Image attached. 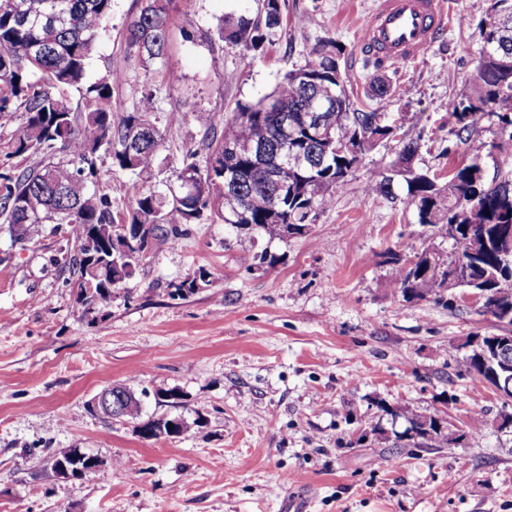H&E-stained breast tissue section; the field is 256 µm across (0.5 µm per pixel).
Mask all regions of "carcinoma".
<instances>
[{
    "mask_svg": "<svg viewBox=\"0 0 512 512\" xmlns=\"http://www.w3.org/2000/svg\"><path fill=\"white\" fill-rule=\"evenodd\" d=\"M34 0H0V115L22 112L26 121L7 143L0 163V221L17 240L32 241L44 225L53 224L79 243L73 264L79 272V303L90 309L112 300L114 283L130 277L146 255L144 245L179 233L209 213L212 221L231 226L244 224L254 233L280 239L298 236L311 226L318 211L333 200L336 186L346 182L344 171H357L374 145L393 136L381 122L383 113L357 107L346 86L336 81L344 47L324 38L309 52L301 69L310 80H297L295 71L256 103L236 106L224 116L221 138L209 146L205 166L188 153L175 171L176 195L132 184L133 206L120 218L112 213V197L104 186L112 168L98 166L108 155L122 170L146 172L160 160L163 138L151 121L152 96L142 95L140 109L112 115V83L102 77L87 79L92 55L106 33L112 0H66V22L50 23L40 13L19 16ZM171 0H138L139 11L126 30L129 55L145 64L164 59L169 39ZM281 0H263L253 17L241 13L220 17L211 35L242 51L243 59L261 53L282 25ZM482 57L471 95L450 104L451 116L465 135L470 162L448 172L443 182L407 168L369 174L366 189L394 199L395 178L406 185L407 203L418 223L446 238L442 229L456 225L452 252L413 253L418 259L408 268L395 252L387 253L391 282L404 301L437 294V282L462 269L482 284L493 285L498 298L512 306V274L506 273L499 250L484 245L512 227V192L488 181L482 156L502 145L471 138L489 121L511 131L512 65L499 62L512 55V0H489L477 24ZM76 93L82 109L75 110ZM320 96L326 125L333 140L306 131L301 117L309 100ZM230 139L269 157L282 149L307 156L309 167L297 176L286 174L281 188L268 185L266 172L252 164L244 152L230 158L224 150ZM20 162H14V159ZM30 163H25V160ZM234 161L238 183L224 188V167ZM409 423L414 445L444 447L462 435L449 427L435 428L424 417L400 408Z\"/></svg>",
    "mask_w": 512,
    "mask_h": 512,
    "instance_id": "1",
    "label": "carcinoma"
}]
</instances>
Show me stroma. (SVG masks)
Listing matches in <instances>:
<instances>
[{
	"mask_svg": "<svg viewBox=\"0 0 512 512\" xmlns=\"http://www.w3.org/2000/svg\"><path fill=\"white\" fill-rule=\"evenodd\" d=\"M261 3L176 0L166 59L147 66L125 45L137 0H112L89 77L111 79L120 115L153 94L165 139L151 171L113 170V214L132 207V184L160 190L187 153L204 162L212 133L194 112L223 121L326 37L346 49L358 105L419 140L415 168L443 179L466 161L448 106L477 75L474 0H444L445 34L399 70L361 46L358 21L376 0H285L273 44L247 63L210 40L215 17L253 15ZM377 77L389 87L382 102L371 95ZM399 152L398 139L381 141L305 235L249 238L207 216L182 225L89 311L67 262L74 240L47 230L20 244L0 226V512H512V433L498 427L512 401L477 388L463 365L466 340L500 324L462 295L406 302L391 284L388 250L451 252L404 197L366 191L370 171ZM262 250L274 266L242 263ZM202 271L208 281L178 293ZM115 384L145 393V416L182 417L186 432L145 440L125 419L92 412L90 400ZM169 389L181 406L155 401ZM399 407L458 431L479 414L485 429L475 442L413 447L399 439ZM55 448L80 449L101 468L57 478Z\"/></svg>",
	"mask_w": 512,
	"mask_h": 512,
	"instance_id": "1",
	"label": "stroma"
}]
</instances>
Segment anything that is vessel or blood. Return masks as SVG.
<instances>
[{
  "instance_id": "1",
  "label": "vessel or blood",
  "mask_w": 512,
  "mask_h": 512,
  "mask_svg": "<svg viewBox=\"0 0 512 512\" xmlns=\"http://www.w3.org/2000/svg\"><path fill=\"white\" fill-rule=\"evenodd\" d=\"M446 26L441 0H377L360 21V39L381 64L420 57Z\"/></svg>"
}]
</instances>
